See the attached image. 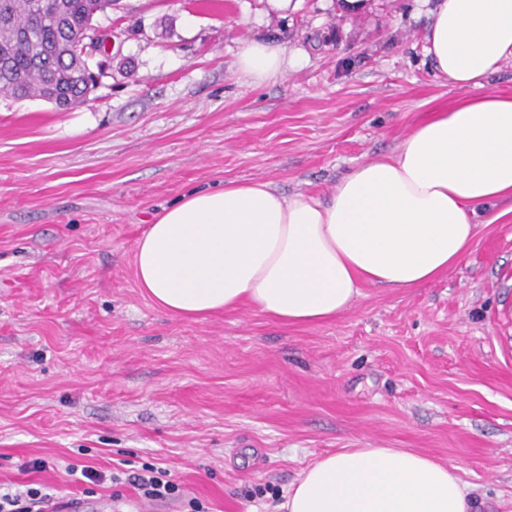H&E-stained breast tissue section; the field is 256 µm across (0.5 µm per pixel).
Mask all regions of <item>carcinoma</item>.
<instances>
[{
	"label": "carcinoma",
	"mask_w": 512,
	"mask_h": 512,
	"mask_svg": "<svg viewBox=\"0 0 512 512\" xmlns=\"http://www.w3.org/2000/svg\"><path fill=\"white\" fill-rule=\"evenodd\" d=\"M118 0H7L0 26V93L21 100L45 97L46 87L74 105L88 100L93 72L73 51L98 13Z\"/></svg>",
	"instance_id": "1"
}]
</instances>
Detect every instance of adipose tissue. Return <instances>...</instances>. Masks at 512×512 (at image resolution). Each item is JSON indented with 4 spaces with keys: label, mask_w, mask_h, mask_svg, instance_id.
Wrapping results in <instances>:
<instances>
[{
    "label": "adipose tissue",
    "mask_w": 512,
    "mask_h": 512,
    "mask_svg": "<svg viewBox=\"0 0 512 512\" xmlns=\"http://www.w3.org/2000/svg\"><path fill=\"white\" fill-rule=\"evenodd\" d=\"M426 54L451 87L476 89L359 165L327 200L269 182L197 189L155 215L137 243L139 288L173 316L251 304L281 324L348 310L365 285L416 288L458 265L479 210L512 199V95L483 92L512 60V0H436ZM266 40L237 67L260 85L298 66ZM280 512H470L455 466L402 448H343L291 483Z\"/></svg>",
    "instance_id": "adipose-tissue-1"
}]
</instances>
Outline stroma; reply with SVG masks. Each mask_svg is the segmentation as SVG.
I'll use <instances>...</instances> for the list:
<instances>
[{
  "label": "stroma",
  "mask_w": 512,
  "mask_h": 512,
  "mask_svg": "<svg viewBox=\"0 0 512 512\" xmlns=\"http://www.w3.org/2000/svg\"><path fill=\"white\" fill-rule=\"evenodd\" d=\"M431 7L120 0L94 18L112 45L89 101L0 95V483L130 512L131 486L66 467L151 464L181 489L153 512H276L323 454L408 448L456 466L472 512H512V212L440 278L363 286L319 324L184 320L135 276L155 212L188 191L327 198L457 98L424 57ZM258 38L306 64L248 83L237 54Z\"/></svg>",
  "instance_id": "obj_1"
}]
</instances>
